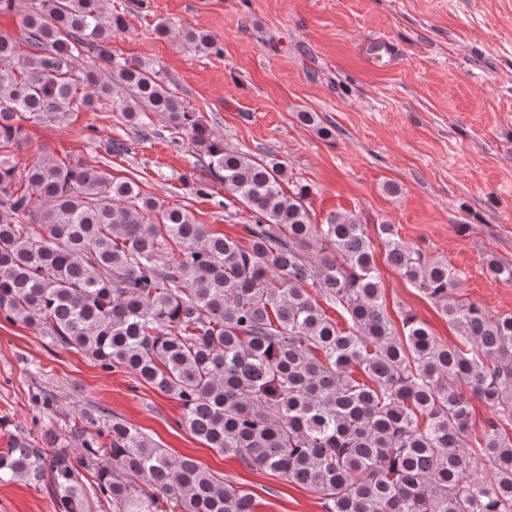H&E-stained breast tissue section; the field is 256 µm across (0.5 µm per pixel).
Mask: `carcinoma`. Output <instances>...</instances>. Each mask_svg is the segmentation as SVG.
<instances>
[{
	"label": "carcinoma",
	"instance_id": "cac0c4a2",
	"mask_svg": "<svg viewBox=\"0 0 512 512\" xmlns=\"http://www.w3.org/2000/svg\"><path fill=\"white\" fill-rule=\"evenodd\" d=\"M124 26L104 0H33L19 34H0V314L106 371L125 368L176 399L207 447L313 489L326 512H512V315L457 299L458 271L392 224L338 212L315 223L309 188L285 193L281 163L227 149L160 72L116 56ZM182 37L213 45L204 32ZM95 107L145 139L150 114H166L198 155L199 191L215 179L250 212L241 236L211 234L86 162L18 170L23 122ZM376 238L457 341L410 313L396 330ZM474 399L491 416L472 442ZM75 416L80 447L52 430L38 444L17 439L0 478L46 487L53 512H91L93 498L112 512H253L251 494L136 427L95 407ZM83 469L96 471L90 490Z\"/></svg>",
	"mask_w": 512,
	"mask_h": 512
}]
</instances>
